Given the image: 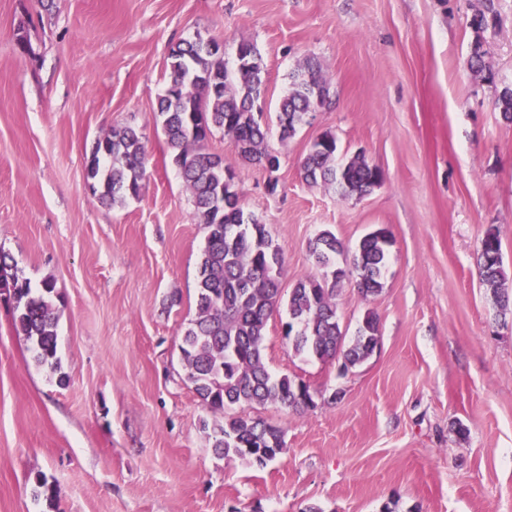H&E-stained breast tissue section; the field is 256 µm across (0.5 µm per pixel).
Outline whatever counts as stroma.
Masks as SVG:
<instances>
[{"mask_svg":"<svg viewBox=\"0 0 512 512\" xmlns=\"http://www.w3.org/2000/svg\"><path fill=\"white\" fill-rule=\"evenodd\" d=\"M489 2L494 24L474 28ZM199 34L229 61L240 41L257 46L266 117L307 56L330 88L292 139L270 131L276 192L228 136L208 143L282 252L284 290L315 274L321 230L348 250L381 227L394 239L382 293L348 283L337 298L348 332L379 317L362 364L296 356L287 312L270 318L268 367L305 381L316 406L253 410L285 441L264 468L213 454L214 416L183 381L207 230L154 109L171 46ZM477 42L480 72L465 65ZM507 85L512 0H0V251L32 288L54 280L61 366L34 363L0 293V512H512V315L478 269L492 231L512 277V122L493 106ZM125 126L151 176L139 197L103 204L86 164ZM325 132L340 160L362 153L381 170L370 194L302 180ZM39 473L55 508L33 496Z\"/></svg>","mask_w":512,"mask_h":512,"instance_id":"obj_1","label":"stroma"}]
</instances>
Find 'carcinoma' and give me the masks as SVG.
<instances>
[{
	"mask_svg": "<svg viewBox=\"0 0 512 512\" xmlns=\"http://www.w3.org/2000/svg\"><path fill=\"white\" fill-rule=\"evenodd\" d=\"M168 78L155 112L165 135L171 160L190 192L198 222L208 229L199 266L196 315L181 338L184 380L214 414L208 433L213 452L259 467L277 458L284 448L282 431L250 411L268 404L295 412L315 407L310 386L295 376L275 375L264 361L270 317L286 306L283 334L298 355L321 361L342 359L343 369L367 359L380 342L379 318L367 311L352 338H347L336 299L345 280L365 298L383 289V275L393 245L390 230L364 235L344 257L341 241L330 230L309 241L319 278L296 280L283 301L284 258L266 225L245 213L233 167L212 153L208 142L221 131L245 161L269 175L267 188L276 192L280 155L267 144L269 126L264 112L265 65L251 42L237 45L233 65L203 42L183 40L170 49ZM331 103L321 68L313 57L291 73L289 88L276 111L281 141L295 136L307 117ZM494 109L512 122V86L503 87ZM336 136L325 132L310 145L301 162L306 183L332 187L343 199L362 198L382 181V172L361 155L343 162L337 157ZM148 159L142 136L132 127L114 128L96 142L86 169L93 192L106 202L137 197L148 178ZM14 261L0 251V288L14 302V327L30 344L36 364L58 368L55 284L47 279L33 289L13 273ZM481 281L493 289L497 305L506 311L512 296L503 288L501 241L485 235L479 258ZM237 406L240 412L226 413Z\"/></svg>",
	"mask_w": 512,
	"mask_h": 512,
	"instance_id": "obj_1",
	"label": "carcinoma"
}]
</instances>
